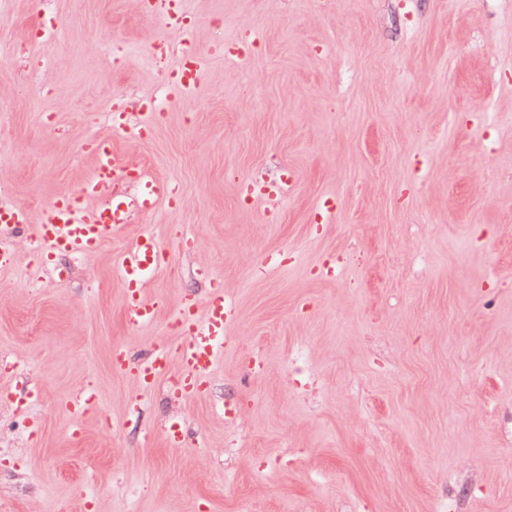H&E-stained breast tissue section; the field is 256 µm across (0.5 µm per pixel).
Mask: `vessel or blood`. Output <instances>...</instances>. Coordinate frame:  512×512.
Segmentation results:
<instances>
[{
  "mask_svg": "<svg viewBox=\"0 0 512 512\" xmlns=\"http://www.w3.org/2000/svg\"><path fill=\"white\" fill-rule=\"evenodd\" d=\"M159 19L168 27L177 28L183 35L180 61L186 62L189 72L177 73L172 90L175 96L187 97L196 93L206 66L205 56L198 50L194 27L170 12L162 11ZM155 116L154 99L144 97L137 109L125 105L113 108L109 120L113 131L130 140L142 139L151 129ZM93 158L91 175L76 190L56 195L42 209L39 219H32L28 209L17 203H0V267L14 264L17 250L16 235L30 227L26 238L28 250L38 252L44 262H51L58 253L88 255L123 228L130 209L151 213L159 206L172 204L175 187L166 180L146 179L143 173L125 161L111 140L93 138L87 143ZM138 182L134 202L116 198L114 186L122 181ZM292 174H282L279 181L270 183L253 178L251 188L255 198L274 199L284 186L292 185ZM169 252L161 241L148 232L139 235L120 256L118 275L123 287L125 319L129 325L145 326L156 321L161 302L147 297L145 288L151 277L171 267ZM236 315V307L223 289H212L204 304L183 301L178 322L183 337L177 346L156 345L150 358L138 367H130L126 350L117 345L112 349V368L118 373H133L142 388L148 389L163 377H170V388L186 400L203 397L209 392L219 350L227 339V331ZM179 364L177 376H169L172 364Z\"/></svg>",
  "mask_w": 512,
  "mask_h": 512,
  "instance_id": "obj_1",
  "label": "vessel or blood"
}]
</instances>
